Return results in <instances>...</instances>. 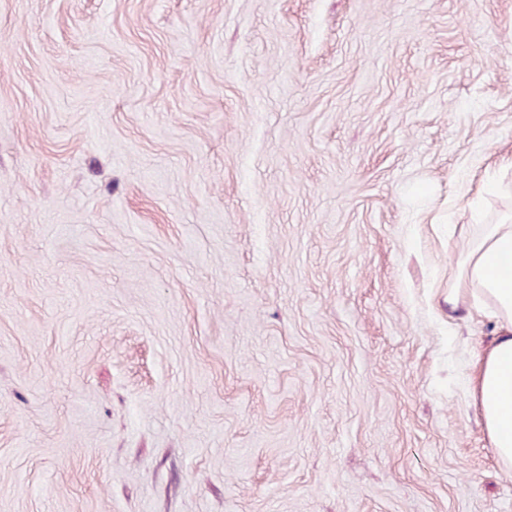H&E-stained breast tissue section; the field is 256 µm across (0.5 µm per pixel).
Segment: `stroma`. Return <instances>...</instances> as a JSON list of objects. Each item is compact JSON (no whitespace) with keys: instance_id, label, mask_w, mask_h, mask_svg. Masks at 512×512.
Listing matches in <instances>:
<instances>
[{"instance_id":"obj_1","label":"stroma","mask_w":512,"mask_h":512,"mask_svg":"<svg viewBox=\"0 0 512 512\" xmlns=\"http://www.w3.org/2000/svg\"><path fill=\"white\" fill-rule=\"evenodd\" d=\"M474 199L512 0H0V512H512Z\"/></svg>"}]
</instances>
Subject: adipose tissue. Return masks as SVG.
Here are the masks:
<instances>
[{"mask_svg":"<svg viewBox=\"0 0 512 512\" xmlns=\"http://www.w3.org/2000/svg\"><path fill=\"white\" fill-rule=\"evenodd\" d=\"M470 295L494 321L473 357L467 395L500 466L512 470V223L479 224L466 239L449 306Z\"/></svg>","mask_w":512,"mask_h":512,"instance_id":"obj_1","label":"adipose tissue"}]
</instances>
